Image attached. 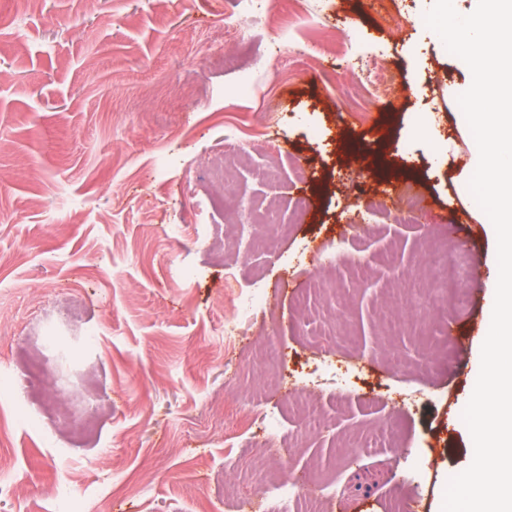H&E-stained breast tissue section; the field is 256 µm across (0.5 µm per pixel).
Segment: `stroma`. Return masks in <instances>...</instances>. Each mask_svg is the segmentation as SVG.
Segmentation results:
<instances>
[{
  "instance_id": "1",
  "label": "stroma",
  "mask_w": 512,
  "mask_h": 512,
  "mask_svg": "<svg viewBox=\"0 0 512 512\" xmlns=\"http://www.w3.org/2000/svg\"><path fill=\"white\" fill-rule=\"evenodd\" d=\"M432 4L0 0V512H265L263 410L343 361L327 429L288 409L289 470L333 482L332 512H441L498 268ZM412 198L443 222L399 223ZM354 224L364 268L321 272ZM256 282L277 302L225 345ZM51 323L55 378L24 388ZM233 308L236 309V317L234 319L224 321V340L225 343L231 344L237 334L239 318L247 317L254 310L263 304V298L259 292L254 289L246 293L237 294L233 299Z\"/></svg>"
}]
</instances>
